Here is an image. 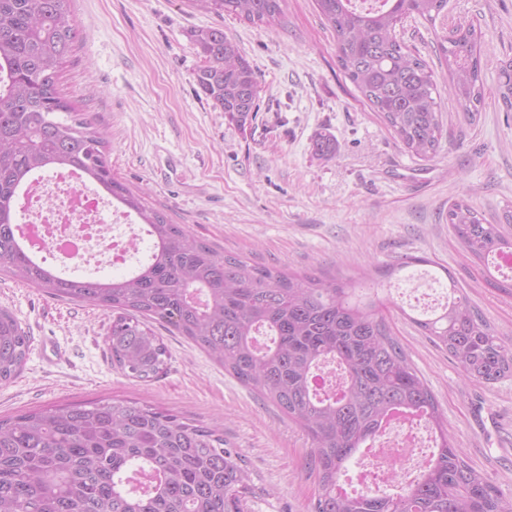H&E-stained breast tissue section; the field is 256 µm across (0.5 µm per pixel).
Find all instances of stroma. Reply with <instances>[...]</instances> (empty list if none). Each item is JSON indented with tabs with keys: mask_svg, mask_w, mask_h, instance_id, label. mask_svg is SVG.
Segmentation results:
<instances>
[{
	"mask_svg": "<svg viewBox=\"0 0 512 512\" xmlns=\"http://www.w3.org/2000/svg\"><path fill=\"white\" fill-rule=\"evenodd\" d=\"M78 37L59 77L61 94L109 141L114 178L218 251L286 270L355 273L408 255L448 268L463 295L512 343V295L490 288L486 267L453 233L450 203L466 200L489 222L512 211V112L496 93L512 58V0H448L436 24L416 18L397 34L433 70L444 103L437 154L422 160L362 102L336 58V38L315 0H287L282 24L219 16L188 0H73ZM482 32L483 103L460 109L439 44L455 24ZM220 27L258 78V110L229 123L200 91L191 40ZM327 133L336 155H314ZM394 337L430 387L467 462L512 499V379L461 376L447 351L398 309L386 289ZM0 306L31 339L27 361L0 384V417L71 402L128 399L220 426L251 489L242 512H309L318 485L305 467L311 442L294 422L227 374L184 337L163 332L164 375L143 382L112 365L104 343L111 312L51 296L0 274Z\"/></svg>",
	"mask_w": 512,
	"mask_h": 512,
	"instance_id": "stroma-1",
	"label": "stroma"
}]
</instances>
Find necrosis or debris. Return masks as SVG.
I'll return each instance as SVG.
<instances>
[{
    "label": "necrosis or debris",
    "instance_id": "4bbe7bcc",
    "mask_svg": "<svg viewBox=\"0 0 512 512\" xmlns=\"http://www.w3.org/2000/svg\"><path fill=\"white\" fill-rule=\"evenodd\" d=\"M28 232L36 248L49 257L73 265L88 260V243H96L107 262L132 264L131 243L137 235L135 222L103 194L76 181L74 171L53 170L33 182L24 194ZM379 449L359 467L355 489L377 485L408 488L420 467L424 452L421 424L412 420L386 427L378 436Z\"/></svg>",
    "mask_w": 512,
    "mask_h": 512
}]
</instances>
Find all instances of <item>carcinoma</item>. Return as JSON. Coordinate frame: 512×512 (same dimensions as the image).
I'll use <instances>...</instances> for the list:
<instances>
[{"mask_svg": "<svg viewBox=\"0 0 512 512\" xmlns=\"http://www.w3.org/2000/svg\"><path fill=\"white\" fill-rule=\"evenodd\" d=\"M70 2L0 0V270L52 296L111 311L105 344L126 376L147 382L166 369L169 351L157 322L298 422L311 440L309 466L318 483L311 512H512V502L448 435L380 305L359 293L362 279L286 273L221 253L112 176L104 133L58 89L78 36ZM195 2L257 26L281 22L286 4ZM316 2L346 77L408 152L433 158L444 134L437 82L396 28L406 17H444L448 0H384L368 11L351 0ZM481 38L464 21L440 44L451 91L466 112L483 98ZM192 41L204 59L197 85L229 122L245 124L257 108L253 66L222 28L198 29ZM497 90L511 112L512 59L500 63ZM312 149L331 158L336 140L320 134ZM57 168L77 171L137 215L153 241L146 263L110 278H66L28 256L15 231L16 202L40 173ZM448 223L477 259L512 253L510 211L504 224H486L460 200L449 206ZM431 263L411 255L379 273L399 277L413 264ZM441 270L448 277L445 304L406 319L448 351L465 379L492 384L512 377V345L458 295L448 268ZM29 350L30 337L0 307V384L19 374ZM329 363L342 373L339 394L317 388V371ZM396 411L420 417L434 433L435 451L415 484L396 493L338 492L351 460ZM250 482L241 455L224 447V430L150 405L66 403L0 419V512H240Z\"/></svg>", "mask_w": 512, "mask_h": 512, "instance_id": "carcinoma-1", "label": "carcinoma"}]
</instances>
